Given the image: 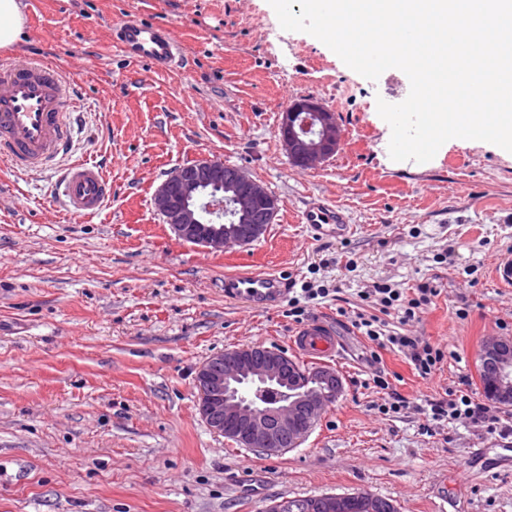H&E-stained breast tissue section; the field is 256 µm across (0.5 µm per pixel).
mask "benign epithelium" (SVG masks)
Returning a JSON list of instances; mask_svg holds the SVG:
<instances>
[{"label": "benign epithelium", "instance_id": "obj_1", "mask_svg": "<svg viewBox=\"0 0 512 512\" xmlns=\"http://www.w3.org/2000/svg\"><path fill=\"white\" fill-rule=\"evenodd\" d=\"M284 150L292 165L312 169L340 149L336 113L307 96L282 112ZM153 205L178 238L209 250L259 240L278 211V200L246 171L218 158L174 168L158 186ZM480 354L491 397L512 400V340L492 336ZM198 368L195 383L202 418L213 433L265 455L296 448L322 411L339 398L342 381L331 369L308 374L317 387L296 390L300 372L287 355L263 346L229 349Z\"/></svg>", "mask_w": 512, "mask_h": 512}]
</instances>
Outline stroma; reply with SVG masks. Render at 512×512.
I'll use <instances>...</instances> for the list:
<instances>
[{
	"instance_id": "35a3bbf8",
	"label": "stroma",
	"mask_w": 512,
	"mask_h": 512,
	"mask_svg": "<svg viewBox=\"0 0 512 512\" xmlns=\"http://www.w3.org/2000/svg\"><path fill=\"white\" fill-rule=\"evenodd\" d=\"M26 23L0 60L63 67L80 118L68 161L98 163L112 202L66 216L59 169L0 165V512H264L273 499L370 493L399 512H512V437L465 423L422 428L425 399L449 387L485 396L482 342L512 338V288L491 267L512 253V153L455 138L425 163L389 155L381 81L348 68L312 35L283 30L268 0H21ZM168 26L180 67L125 60L113 24ZM311 96L344 142L314 171L282 146L281 113ZM204 157L244 169L278 200L264 236L212 253L179 240L152 197L167 173ZM313 198L344 209L353 234L299 222ZM285 275L306 315L336 326L328 361L344 385L299 447L266 456L202 419L197 367L262 345L288 351V303L257 311L224 279ZM385 285L437 297L392 331L445 352L423 380L408 355L376 351L353 328L362 296ZM466 317H459V309ZM386 378L409 407L378 413Z\"/></svg>"
}]
</instances>
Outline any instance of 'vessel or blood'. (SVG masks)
Wrapping results in <instances>:
<instances>
[{
	"label": "vessel or blood",
	"mask_w": 512,
	"mask_h": 512,
	"mask_svg": "<svg viewBox=\"0 0 512 512\" xmlns=\"http://www.w3.org/2000/svg\"><path fill=\"white\" fill-rule=\"evenodd\" d=\"M112 44L131 62L159 68L182 60L183 50L166 26L128 20L112 27ZM73 88L63 69L37 59L0 63V161L12 170L50 169L63 158L72 137ZM59 192L67 214L83 218L102 211L112 200V183L103 171L84 161L65 167ZM302 223L327 236L352 231L344 212L323 201L308 203ZM288 293L287 278L241 274L226 278L224 296L261 311L275 309ZM296 356L309 361L336 351L335 333L319 315L296 328L290 339Z\"/></svg>",
	"instance_id": "b4317fda"
}]
</instances>
